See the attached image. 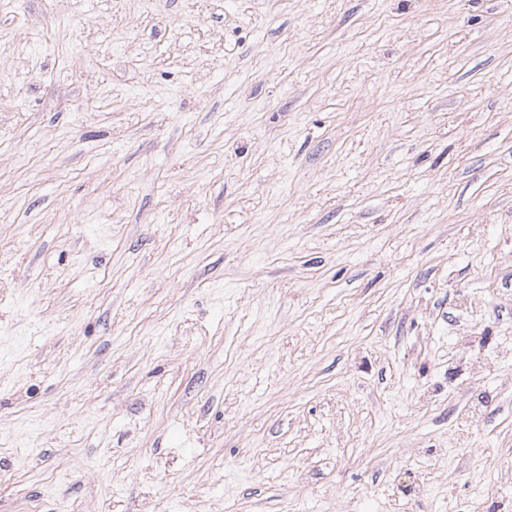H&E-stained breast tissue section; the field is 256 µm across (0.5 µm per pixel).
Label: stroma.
<instances>
[{"label": "stroma", "instance_id": "35a3bbf8", "mask_svg": "<svg viewBox=\"0 0 512 512\" xmlns=\"http://www.w3.org/2000/svg\"><path fill=\"white\" fill-rule=\"evenodd\" d=\"M0 512H512V0H0Z\"/></svg>", "mask_w": 512, "mask_h": 512}]
</instances>
